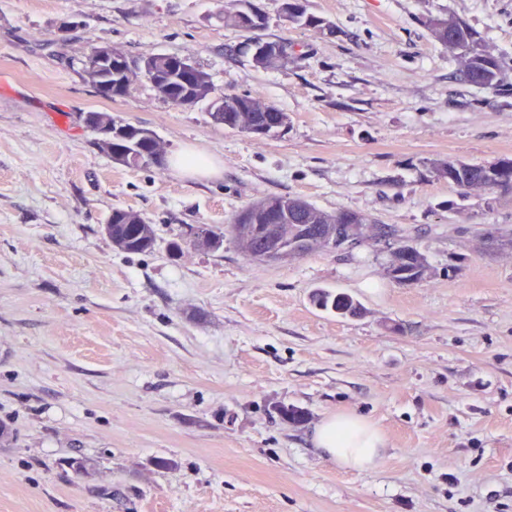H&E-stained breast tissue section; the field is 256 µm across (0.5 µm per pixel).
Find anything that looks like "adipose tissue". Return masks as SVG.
I'll list each match as a JSON object with an SVG mask.
<instances>
[{"instance_id": "ef3b65f1", "label": "adipose tissue", "mask_w": 512, "mask_h": 512, "mask_svg": "<svg viewBox=\"0 0 512 512\" xmlns=\"http://www.w3.org/2000/svg\"><path fill=\"white\" fill-rule=\"evenodd\" d=\"M313 440L330 460L357 472L377 468L387 446L383 434L375 425L350 413L324 418L316 426Z\"/></svg>"}]
</instances>
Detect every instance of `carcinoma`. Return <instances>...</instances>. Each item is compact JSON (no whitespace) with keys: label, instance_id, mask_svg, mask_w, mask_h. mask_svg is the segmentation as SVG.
Instances as JSON below:
<instances>
[{"label":"carcinoma","instance_id":"cac0c4a2","mask_svg":"<svg viewBox=\"0 0 512 512\" xmlns=\"http://www.w3.org/2000/svg\"><path fill=\"white\" fill-rule=\"evenodd\" d=\"M281 14L292 24L317 28L323 20L307 12L298 4V0H282ZM224 23L240 30L250 32L267 26L268 17L254 0H224ZM423 24L432 38L448 48V54L461 63L460 77L465 82L493 92L504 90L502 75L506 67L505 58L496 56L488 49L486 37L466 21L448 15H429ZM265 54L253 53V65L262 70H276L288 60L286 49L289 44L277 39L267 42ZM103 79L112 83V97H125L137 79H131L121 72H105ZM170 88L164 89L160 84L154 88L166 100L177 105L184 86L177 80V74H170ZM224 100V127L244 134L267 128L274 135L288 126V114L276 105L267 104L266 110L257 109L258 95L226 93ZM112 150L127 151L136 156L147 152H161L160 142L152 140L150 144L135 143L126 135L112 137ZM428 167L436 175L448 179V183L469 194L473 191L495 193L501 197L512 195V159L499 158L486 164H467L456 159H433ZM263 204L268 212L273 213L284 208L295 213L294 222L288 224V246L299 248L309 255L328 250H342L347 237L358 234V225H374L368 217L355 211L341 209L327 213L313 204L286 196L266 197L258 203L243 208L234 218L233 223L224 226V231L231 234L249 260H260L266 250V243L259 236L246 242L243 234L254 225H264V216L256 213L258 204ZM112 235L126 240L130 253H147L155 244V232L152 225L143 222L141 215L129 209L112 211ZM405 254L391 259L389 272L391 278L399 284L406 281H423L428 272L425 256L411 245H404ZM313 304L340 317H355L362 308L353 297L344 293H332L319 289L312 295Z\"/></svg>","mask_w":512,"mask_h":512}]
</instances>
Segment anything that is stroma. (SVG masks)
Returning a JSON list of instances; mask_svg holds the SVG:
<instances>
[{
  "label": "stroma",
  "mask_w": 512,
  "mask_h": 512,
  "mask_svg": "<svg viewBox=\"0 0 512 512\" xmlns=\"http://www.w3.org/2000/svg\"><path fill=\"white\" fill-rule=\"evenodd\" d=\"M258 2L262 38L296 49L274 71L219 0H0V512H512V244L484 238L512 232V200L427 166L512 158V93L461 81L422 23L454 15L512 59V0H307L319 28ZM95 45L190 56L214 97L261 96L288 126L246 135L145 81L102 98L82 77ZM90 111L221 173L115 164ZM268 196L395 234L288 263L247 260L229 237L171 256L188 226ZM116 208L153 225L152 251L113 246ZM405 242L428 263L413 286L388 272ZM320 288L361 315L315 307ZM337 412L382 432L377 469L315 447Z\"/></svg>",
  "instance_id": "35a3bbf8"
}]
</instances>
